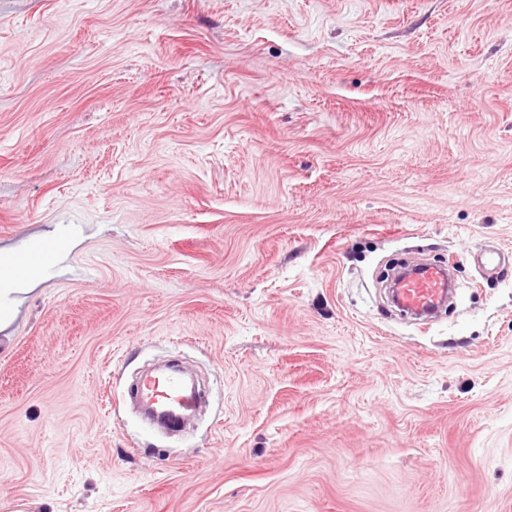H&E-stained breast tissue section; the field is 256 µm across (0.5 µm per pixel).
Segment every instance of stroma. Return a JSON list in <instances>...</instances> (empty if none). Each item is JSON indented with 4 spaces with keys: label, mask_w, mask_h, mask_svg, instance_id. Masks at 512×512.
Returning a JSON list of instances; mask_svg holds the SVG:
<instances>
[{
    "label": "stroma",
    "mask_w": 512,
    "mask_h": 512,
    "mask_svg": "<svg viewBox=\"0 0 512 512\" xmlns=\"http://www.w3.org/2000/svg\"><path fill=\"white\" fill-rule=\"evenodd\" d=\"M0 512H512V0H0ZM454 265L425 327L381 280ZM205 381L182 434L139 376ZM34 251V256L28 259L24 266L22 265L27 257L25 250L14 255L9 254L12 265L2 263L0 260V322L7 321L11 317L12 311L6 300L19 289L18 286L21 281L38 278L46 268L42 247ZM14 266L22 267L16 268Z\"/></svg>",
    "instance_id": "obj_1"
}]
</instances>
